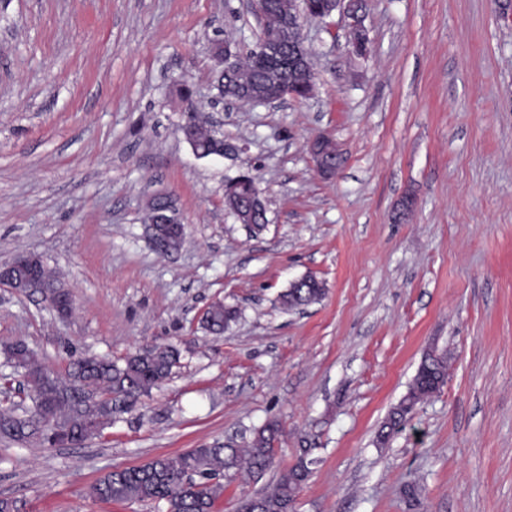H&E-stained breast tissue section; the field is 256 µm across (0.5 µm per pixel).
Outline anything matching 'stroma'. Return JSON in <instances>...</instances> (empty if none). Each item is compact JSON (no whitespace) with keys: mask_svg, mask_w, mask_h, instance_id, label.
<instances>
[{"mask_svg":"<svg viewBox=\"0 0 512 512\" xmlns=\"http://www.w3.org/2000/svg\"><path fill=\"white\" fill-rule=\"evenodd\" d=\"M363 25L359 56L346 18L304 20L312 97L228 107L209 47H253L244 0H0V262L40 255L73 300L63 318L0 288V345L24 341L60 374L79 356L181 354L81 446L0 439V497L166 512L87 491L276 420L274 467L225 484L216 512L304 446L295 512H512V0H366ZM207 116L230 149L200 159L182 128ZM318 135L343 155L329 178L308 150ZM242 175L266 203L258 229L224 205ZM160 194L186 227L171 257L145 233ZM307 274L325 297L284 310ZM218 300L239 317L213 335L202 317ZM432 348L452 353L445 385L379 444Z\"/></svg>","mask_w":512,"mask_h":512,"instance_id":"stroma-1","label":"stroma"}]
</instances>
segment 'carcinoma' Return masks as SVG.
I'll return each mask as SVG.
<instances>
[{
    "mask_svg": "<svg viewBox=\"0 0 512 512\" xmlns=\"http://www.w3.org/2000/svg\"><path fill=\"white\" fill-rule=\"evenodd\" d=\"M245 76L256 88L268 81L267 72L249 58L225 77L218 91L233 97L236 82ZM325 294L321 281L312 280L280 295L286 308L309 305ZM238 317L233 306L215 303L204 318L205 328L222 334ZM5 359L24 371L31 407L22 415L12 407L0 409V435L17 443L42 446H78L98 436L112 423V402L131 408L138 399L160 387L179 362L170 345H156L127 356L122 363L108 357L86 356L69 363L64 375L49 380L46 368L22 341L3 348ZM448 378V355H424L407 393L389 413L379 434L380 442L398 430L416 406L438 392ZM281 429L275 421L260 428L245 448L215 443L176 456H160L135 467L112 470L92 484L90 498L112 502H165L174 512H213L224 492V480L243 474L263 475L274 463ZM308 449L285 470L269 491L246 498L239 512H294L296 496L311 474Z\"/></svg>",
    "mask_w": 512,
    "mask_h": 512,
    "instance_id": "obj_1",
    "label": "carcinoma"
}]
</instances>
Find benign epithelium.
I'll return each instance as SVG.
<instances>
[{
	"label": "benign epithelium",
	"instance_id": "obj_1",
	"mask_svg": "<svg viewBox=\"0 0 512 512\" xmlns=\"http://www.w3.org/2000/svg\"><path fill=\"white\" fill-rule=\"evenodd\" d=\"M294 9L288 11L286 18L279 26L269 25L266 14V0H247V6L261 26V35L257 41L255 58L258 65L268 68V71L278 75V80L265 90L261 96L250 99L254 104H266L282 101L296 96L299 84L307 83L308 93H313L314 79L310 61V52L305 44L300 17L312 16L319 13L318 19L323 20L338 12L351 20L354 40L353 50L359 55L367 51V35L363 27V16L360 0H324L318 4L314 0H292ZM211 57L215 62L216 74L221 76L224 71L235 66L233 54L226 41L212 43ZM310 153L315 162L317 171L324 177H331L341 161V153L335 142L327 137L315 138L310 144ZM250 183L249 177L243 175L225 185L224 197L231 202L230 212L241 224L254 226L257 220L266 219V208L260 191L252 188V194L244 199L238 190ZM180 223L176 215L173 202L166 196L154 198L148 206L146 218L147 233L150 242L154 243L163 238L169 225ZM14 293L32 295L41 294L42 298L50 304H55L57 291L53 287L39 280V276H32V280L8 285Z\"/></svg>",
	"mask_w": 512,
	"mask_h": 512
}]
</instances>
